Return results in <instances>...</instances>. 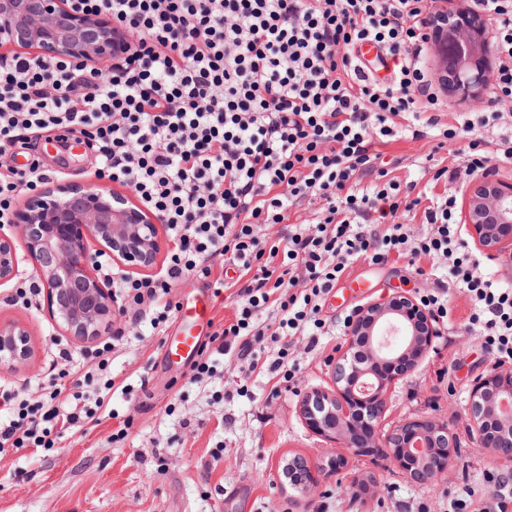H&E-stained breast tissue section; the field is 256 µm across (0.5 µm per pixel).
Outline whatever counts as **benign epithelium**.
<instances>
[{"label": "benign epithelium", "instance_id": "benign-epithelium-1", "mask_svg": "<svg viewBox=\"0 0 512 512\" xmlns=\"http://www.w3.org/2000/svg\"><path fill=\"white\" fill-rule=\"evenodd\" d=\"M449 2L435 11L429 40L438 80L479 107L492 77V29L475 12L463 20L454 0ZM131 42L128 26L114 25L106 14L76 12L65 0H0V47L28 50L35 59L67 58L106 74ZM463 197L464 224L474 243L490 257L512 259V179L483 175L465 187ZM9 228L8 235L0 225V284L18 272L17 235L45 287L53 318L80 343L96 340L102 324L116 314L112 288L96 274L101 252L90 242L99 243L113 261L138 269L151 268L161 249L154 218L101 186L44 187L12 216ZM436 336L433 315L404 292L359 308L333 368V386L313 387L298 403L310 431L356 455L384 448L413 481L442 480L456 449L448 424L403 420L378 433L391 385L419 366ZM29 354L24 327L0 324V366L22 364ZM467 420L477 448L512 457V365L498 361L474 379Z\"/></svg>", "mask_w": 512, "mask_h": 512}]
</instances>
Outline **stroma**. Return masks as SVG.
Returning a JSON list of instances; mask_svg holds the SVG:
<instances>
[{
    "label": "stroma",
    "mask_w": 512,
    "mask_h": 512,
    "mask_svg": "<svg viewBox=\"0 0 512 512\" xmlns=\"http://www.w3.org/2000/svg\"><path fill=\"white\" fill-rule=\"evenodd\" d=\"M442 123L485 118L486 126L441 140L438 130L421 139L402 135L383 147L384 161L398 160L394 174L414 182L428 197L454 192L446 180H433L420 168L429 152L446 164L460 165L471 137L496 139L505 102L471 108L443 94ZM61 133L46 132L16 164L38 159L45 169L63 172V184H96V152L82 146L60 151ZM32 262L22 258L19 276L0 286V323L27 331L31 356L26 364L0 368V387L39 400L66 370L67 358L91 356L94 344H80L58 327L45 292L31 307L13 301L24 279H35ZM432 275H419L408 259L384 264L361 259L327 296L321 313L331 332L310 345L308 337H289L293 382L271 395L265 374L242 371L235 355L208 344L213 375L195 381L188 363L166 353L180 329L178 320L152 325L149 318L116 315L124 335L115 341L106 371L117 383L107 393L98 426L72 428L54 447L11 449L0 454V512H448V501L462 488L473 498L486 495L492 478L512 480V458L476 451L466 429V406L473 380L495 356L465 318L470 305L457 299L448 324L440 325L434 347L419 367L393 384L381 424L389 430L402 419L447 422L457 450L447 479L429 484L408 479L389 458L348 455L340 474L321 477L301 493L280 482L288 458L318 465L335 457V443L315 436L298 412L303 394L331 387L332 364L346 342L345 316L396 292L413 297L430 288Z\"/></svg>",
    "instance_id": "stroma-1"
}]
</instances>
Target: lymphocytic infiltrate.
Masks as SVG:
<instances>
[{
	"label": "lymphocytic infiltrate",
	"instance_id": "lymphocytic-infiltrate-1",
	"mask_svg": "<svg viewBox=\"0 0 512 512\" xmlns=\"http://www.w3.org/2000/svg\"><path fill=\"white\" fill-rule=\"evenodd\" d=\"M431 0H67L129 23L134 50L109 76L66 59L0 54V156L45 130L78 134L95 146L97 178L131 188L165 224L175 248L164 273L112 285L133 305L168 321L174 281L212 276L215 259L233 266L215 278L235 302L221 331L223 352L249 370L291 381L281 340L323 333L322 302L360 257L432 260L445 276L420 298L447 318L453 295L472 304L468 323L488 349L512 359V290L479 274L456 218L455 196L421 205L390 178L376 141L398 137L409 119L439 124L443 109L419 57ZM497 24L493 94L512 98V0H473ZM371 43L397 60L390 81L376 80L359 49ZM512 161V136L473 139L461 167L437 169L451 182ZM50 178L39 162L0 171V223L12 201ZM389 216H375L378 202ZM312 218L287 219L303 204ZM421 209L428 231L410 234L398 211ZM287 230H280V223ZM213 277V276H212ZM274 321L261 324L260 312ZM280 348L260 360L255 345ZM59 384L45 401L20 403L0 421V452L49 446L52 431L94 427V408L60 412Z\"/></svg>",
	"mask_w": 512,
	"mask_h": 512
}]
</instances>
